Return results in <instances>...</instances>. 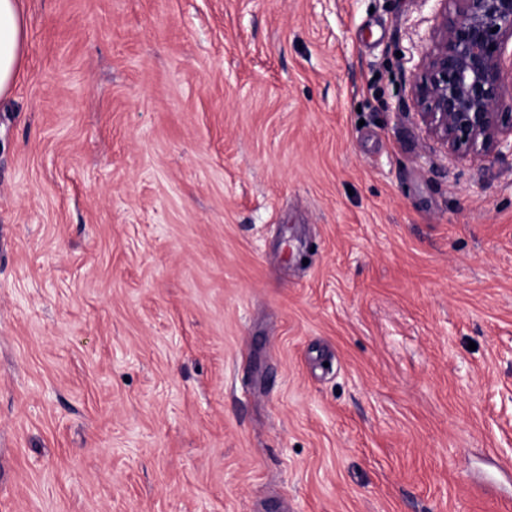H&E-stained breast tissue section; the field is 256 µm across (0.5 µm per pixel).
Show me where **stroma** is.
I'll use <instances>...</instances> for the list:
<instances>
[{
	"mask_svg": "<svg viewBox=\"0 0 512 512\" xmlns=\"http://www.w3.org/2000/svg\"><path fill=\"white\" fill-rule=\"evenodd\" d=\"M0 512H512V152L412 88L442 0H23Z\"/></svg>",
	"mask_w": 512,
	"mask_h": 512,
	"instance_id": "obj_1",
	"label": "stroma"
}]
</instances>
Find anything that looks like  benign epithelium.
<instances>
[{
    "instance_id": "obj_1",
    "label": "benign epithelium",
    "mask_w": 512,
    "mask_h": 512,
    "mask_svg": "<svg viewBox=\"0 0 512 512\" xmlns=\"http://www.w3.org/2000/svg\"><path fill=\"white\" fill-rule=\"evenodd\" d=\"M436 17L427 77L414 92L428 132L454 154L477 145L512 151V0H452Z\"/></svg>"
}]
</instances>
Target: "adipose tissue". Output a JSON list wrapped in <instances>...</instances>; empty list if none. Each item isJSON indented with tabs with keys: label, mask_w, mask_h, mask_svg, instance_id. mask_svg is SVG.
Wrapping results in <instances>:
<instances>
[{
	"label": "adipose tissue",
	"mask_w": 512,
	"mask_h": 512,
	"mask_svg": "<svg viewBox=\"0 0 512 512\" xmlns=\"http://www.w3.org/2000/svg\"><path fill=\"white\" fill-rule=\"evenodd\" d=\"M27 38L21 0H0V96L11 90L21 73Z\"/></svg>",
	"instance_id": "adipose-tissue-1"
}]
</instances>
